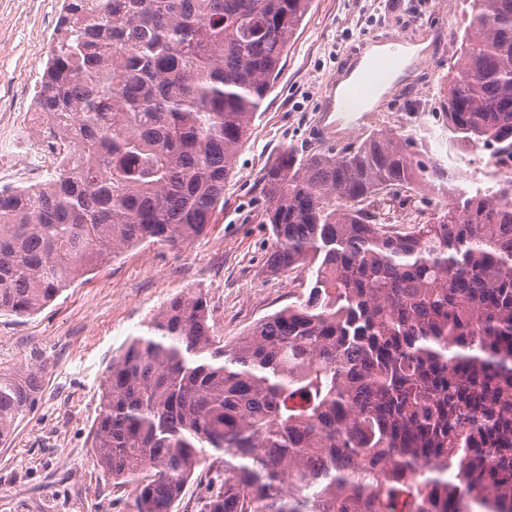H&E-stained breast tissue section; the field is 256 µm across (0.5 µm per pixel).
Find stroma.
Wrapping results in <instances>:
<instances>
[{"instance_id": "1", "label": "stroma", "mask_w": 512, "mask_h": 512, "mask_svg": "<svg viewBox=\"0 0 512 512\" xmlns=\"http://www.w3.org/2000/svg\"><path fill=\"white\" fill-rule=\"evenodd\" d=\"M59 9V0H0V113L7 102L38 90ZM417 21L445 36L428 70L436 92L444 93L466 23L462 0H313L236 158L224 207L206 232L177 248L130 247L38 313L0 315V371L34 362L41 369L35 406L18 419L11 442L0 445V512H129L130 487H114L89 448L113 357L163 303L183 292H202L209 323L228 344L295 302L304 274L266 271L272 240L261 222L267 205L262 175L283 144L313 148L325 86L355 50L370 37L397 35ZM382 98L378 128L389 129L392 113L407 115L408 131L432 143L421 159L471 185L475 166L450 148L438 113L421 115L413 100L389 91Z\"/></svg>"}]
</instances>
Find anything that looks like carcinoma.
<instances>
[{
  "label": "carcinoma",
  "mask_w": 512,
  "mask_h": 512,
  "mask_svg": "<svg viewBox=\"0 0 512 512\" xmlns=\"http://www.w3.org/2000/svg\"><path fill=\"white\" fill-rule=\"evenodd\" d=\"M312 0H61L36 105L70 116L54 172L0 197V313L27 317L130 245L186 243L224 185ZM441 110L461 151L512 155V0H469ZM409 131L286 147L263 173L266 269L306 292L232 345L200 292L112 359L90 448L130 512H512V178L448 184ZM0 372V444L40 390ZM206 469L201 467L186 486L182 498L174 512H199L202 498L206 495L209 478Z\"/></svg>",
  "instance_id": "carcinoma-1"
}]
</instances>
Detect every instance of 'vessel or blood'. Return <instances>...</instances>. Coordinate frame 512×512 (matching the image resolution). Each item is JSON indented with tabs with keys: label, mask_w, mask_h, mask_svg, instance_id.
<instances>
[{
	"label": "vessel or blood",
	"mask_w": 512,
	"mask_h": 512,
	"mask_svg": "<svg viewBox=\"0 0 512 512\" xmlns=\"http://www.w3.org/2000/svg\"><path fill=\"white\" fill-rule=\"evenodd\" d=\"M407 40L403 37H392L388 40L389 53L381 61L371 62L364 76L352 83L343 95H335L334 91H327L319 110L320 122L317 128L322 138H330L336 132L337 123L349 122L353 112L359 105L380 85L387 76L393 58L401 53Z\"/></svg>",
	"instance_id": "vessel-or-blood-1"
}]
</instances>
